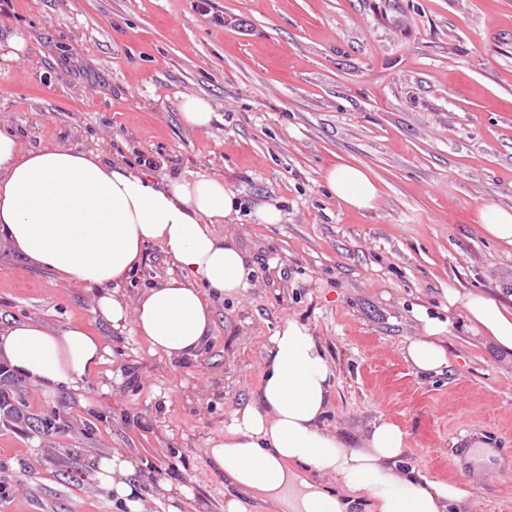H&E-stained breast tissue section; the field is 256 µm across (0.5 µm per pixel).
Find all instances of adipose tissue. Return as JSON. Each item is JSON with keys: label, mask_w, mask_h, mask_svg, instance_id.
<instances>
[{"label": "adipose tissue", "mask_w": 512, "mask_h": 512, "mask_svg": "<svg viewBox=\"0 0 512 512\" xmlns=\"http://www.w3.org/2000/svg\"><path fill=\"white\" fill-rule=\"evenodd\" d=\"M327 193L351 210L373 209L379 188L349 164L324 174ZM241 202L223 181L203 173L156 178L107 161L100 150L50 142L24 150L0 129V231L24 256L61 280L92 292L97 319L132 328L151 353L171 360L195 357L212 325V298H234L251 285L237 244L215 232L234 220ZM160 246L176 276L127 297L119 285ZM467 331L512 355V304L485 293L449 289ZM424 334L410 341L405 360L416 373L448 364L446 321L420 314ZM99 337L79 326L51 330L31 321L0 327V360L37 386L76 388L103 362ZM336 372L310 328L284 320L269 338L264 373L253 399L236 408L223 437L204 454L241 494L275 512H353L367 497L372 512H456L470 492L460 482L399 469L408 451L405 431L375 421L360 445L327 429L328 393ZM125 455L100 457L99 486L129 512H147ZM336 477L331 489L308 472Z\"/></svg>", "instance_id": "obj_1"}]
</instances>
